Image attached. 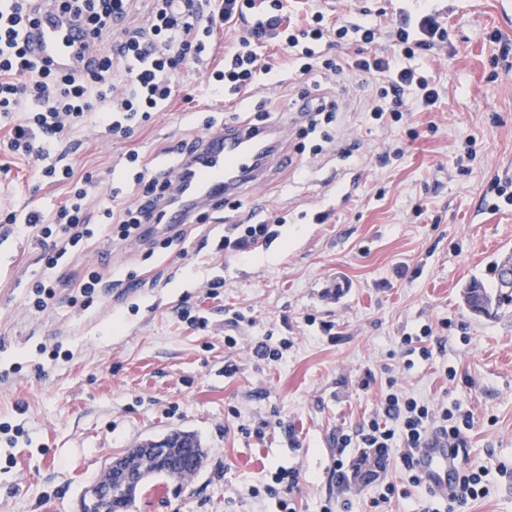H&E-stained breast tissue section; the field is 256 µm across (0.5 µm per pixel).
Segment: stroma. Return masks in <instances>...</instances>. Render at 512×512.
<instances>
[{
  "label": "stroma",
  "mask_w": 512,
  "mask_h": 512,
  "mask_svg": "<svg viewBox=\"0 0 512 512\" xmlns=\"http://www.w3.org/2000/svg\"><path fill=\"white\" fill-rule=\"evenodd\" d=\"M467 3L452 13L438 0L448 38L418 60L440 78L434 111L414 103L383 128L368 112L369 79L311 76L336 103L332 140L299 138L294 117L286 142L299 164L271 172L259 201L242 196L230 215L273 224L246 257L222 249L216 211L171 247L160 226L135 244L98 224L106 191L134 186L129 150L163 169L165 148L205 136L207 121H243L261 105L278 114L297 99L302 86L289 82L203 107L233 30L214 32L169 107L129 138L71 133L73 165L92 176L93 237L50 269L36 238L0 227V512H78L114 457L174 430L197 434L207 459L186 482L149 487L134 512H278L265 487L281 468L300 473L297 512H321L343 500L330 480L337 434L368 420L390 379L472 413L470 459L492 474L468 512H512V473L495 472L512 470V306L476 315L462 298L472 278L495 287L494 265L512 256V207L481 205L512 163V13L502 0ZM384 150L395 158L382 166ZM69 191L0 153V206L48 215ZM93 270L102 282L88 298ZM39 281L54 289L42 311L30 304ZM426 325L433 356L405 368L401 339ZM262 341L288 348L271 361L254 352ZM55 348L68 359L51 360Z\"/></svg>",
  "instance_id": "stroma-1"
}]
</instances>
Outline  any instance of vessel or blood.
Here are the masks:
<instances>
[{
    "label": "vessel or blood",
    "mask_w": 512,
    "mask_h": 512,
    "mask_svg": "<svg viewBox=\"0 0 512 512\" xmlns=\"http://www.w3.org/2000/svg\"><path fill=\"white\" fill-rule=\"evenodd\" d=\"M37 20L25 32L30 55L40 64L62 72L82 69L89 60L82 47V27L57 10L54 0H38ZM283 125L225 126L222 133L205 137L192 174L177 182L168 201L159 203L151 221L168 228L196 223L215 198L238 196L264 183L270 168L288 163ZM454 456L447 448H428L419 457L427 483L448 495Z\"/></svg>",
    "instance_id": "1"
}]
</instances>
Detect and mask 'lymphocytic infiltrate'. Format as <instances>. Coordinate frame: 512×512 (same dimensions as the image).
I'll use <instances>...</instances> for the list:
<instances>
[{"instance_id": "1", "label": "lymphocytic infiltrate", "mask_w": 512, "mask_h": 512, "mask_svg": "<svg viewBox=\"0 0 512 512\" xmlns=\"http://www.w3.org/2000/svg\"><path fill=\"white\" fill-rule=\"evenodd\" d=\"M28 2L0 0V115H21L6 139L0 140V148L24 161L42 180L69 184L71 195L52 217L7 210L0 220L53 239L55 251L46 258L50 266L90 234L88 191L67 160L68 132L92 124L112 138H129L153 114L168 107L179 70L199 59L217 26L238 23L243 30L225 52L223 67L205 79L213 100L227 95L250 97L264 80L282 71L299 81L318 70L372 77L376 101L370 112L385 124L401 121L408 95H415L427 111L440 98L434 76L417 67L416 60L445 41L448 31L424 6L396 17L390 27L392 51L381 56L364 50L381 30L365 9L330 22L318 7L304 18L294 17L288 0H149L144 23L131 27L125 20L134 0H57L64 14L88 30L95 62L94 67L67 74L53 72L28 56L22 41L31 19ZM345 42L356 45L354 55L332 56V49ZM195 147L192 141L169 147L172 163L161 171L153 170L150 159L139 152H127V162L138 167L142 197L164 200L173 174L188 168ZM101 219L126 240L139 236L144 211L140 202H127L115 187L108 193ZM473 424L472 414L460 406H438L388 392L368 422L338 436L331 478L339 491L350 490L354 483L373 481L393 456L404 478L402 483L386 484L381 503L408 497L415 488L421 492L420 512H464L489 493L488 468H475L469 462L468 433ZM435 436L446 438L457 458L454 487L444 500L415 466L418 453ZM349 448L361 451L352 467L342 458Z\"/></svg>"}]
</instances>
